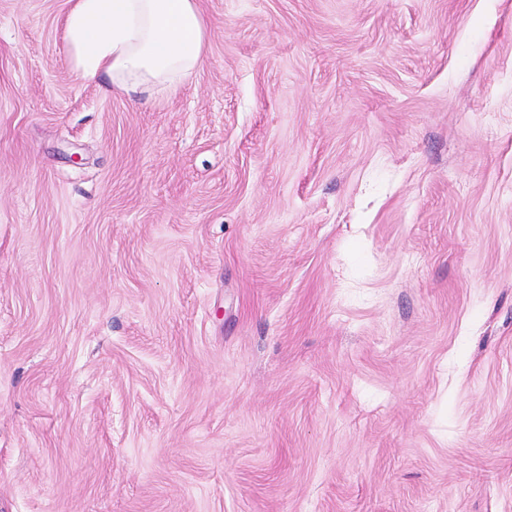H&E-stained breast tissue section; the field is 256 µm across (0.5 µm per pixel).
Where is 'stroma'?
Segmentation results:
<instances>
[{
  "mask_svg": "<svg viewBox=\"0 0 512 512\" xmlns=\"http://www.w3.org/2000/svg\"><path fill=\"white\" fill-rule=\"evenodd\" d=\"M200 6L0 0V512H512V0ZM64 38L73 70L106 94L173 95L204 63L197 0H69Z\"/></svg>",
  "mask_w": 512,
  "mask_h": 512,
  "instance_id": "obj_1",
  "label": "stroma"
}]
</instances>
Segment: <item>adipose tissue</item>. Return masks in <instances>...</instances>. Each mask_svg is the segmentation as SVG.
Returning <instances> with one entry per match:
<instances>
[{
  "label": "adipose tissue",
  "mask_w": 512,
  "mask_h": 512,
  "mask_svg": "<svg viewBox=\"0 0 512 512\" xmlns=\"http://www.w3.org/2000/svg\"><path fill=\"white\" fill-rule=\"evenodd\" d=\"M197 0H70L64 38L74 71L104 93L172 95L204 63Z\"/></svg>",
  "instance_id": "ef3b65f1"
}]
</instances>
